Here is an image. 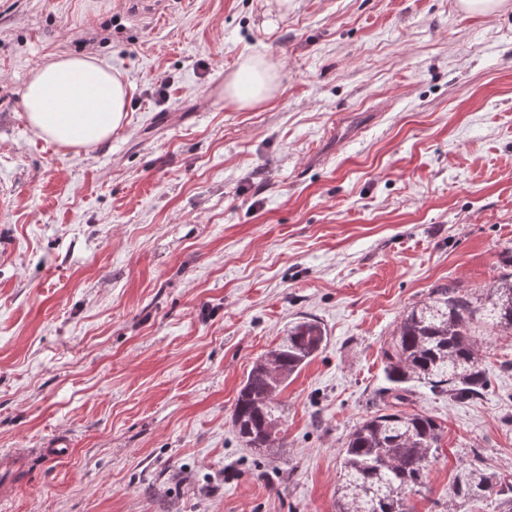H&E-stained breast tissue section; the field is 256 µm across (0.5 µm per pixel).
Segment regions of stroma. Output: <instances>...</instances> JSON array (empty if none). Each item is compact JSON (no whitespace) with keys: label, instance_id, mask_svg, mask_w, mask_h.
<instances>
[{"label":"stroma","instance_id":"35a3bbf8","mask_svg":"<svg viewBox=\"0 0 512 512\" xmlns=\"http://www.w3.org/2000/svg\"><path fill=\"white\" fill-rule=\"evenodd\" d=\"M0 0V449L32 456L0 512H337L340 450L386 385L384 351L430 288L512 266V0ZM90 54L130 86L124 125L81 152L28 125L31 69ZM267 60L238 108L224 78ZM324 327L278 395L284 446L230 422L288 322ZM491 384L412 383L441 447L412 512L463 467L512 478V331L475 330ZM273 80L263 59L247 56L225 79V99L239 107L254 106L270 97Z\"/></svg>","mask_w":512,"mask_h":512}]
</instances>
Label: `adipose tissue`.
Segmentation results:
<instances>
[{
  "label": "adipose tissue",
  "instance_id": "obj_1",
  "mask_svg": "<svg viewBox=\"0 0 512 512\" xmlns=\"http://www.w3.org/2000/svg\"><path fill=\"white\" fill-rule=\"evenodd\" d=\"M274 77L263 59L248 56L224 83L226 99L249 107L269 98ZM129 86L90 55L59 56L35 66L23 100L29 126L67 148L111 137L127 112Z\"/></svg>",
  "mask_w": 512,
  "mask_h": 512
}]
</instances>
